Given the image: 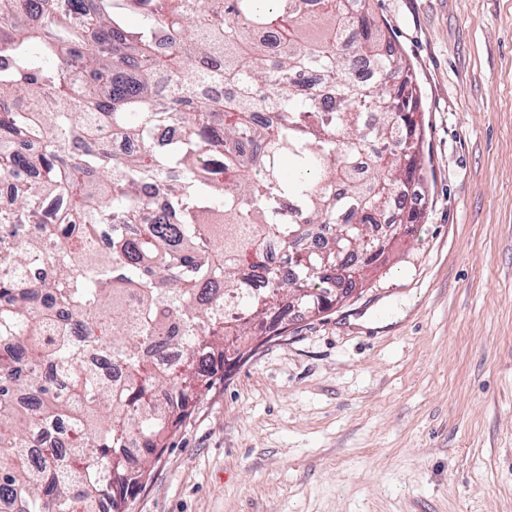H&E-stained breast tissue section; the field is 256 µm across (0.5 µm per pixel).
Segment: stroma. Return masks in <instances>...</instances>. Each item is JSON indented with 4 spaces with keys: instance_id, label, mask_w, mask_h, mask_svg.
<instances>
[{
    "instance_id": "obj_1",
    "label": "stroma",
    "mask_w": 512,
    "mask_h": 512,
    "mask_svg": "<svg viewBox=\"0 0 512 512\" xmlns=\"http://www.w3.org/2000/svg\"><path fill=\"white\" fill-rule=\"evenodd\" d=\"M373 4L420 89L418 232L204 390L126 512H512V0Z\"/></svg>"
}]
</instances>
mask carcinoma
Masks as SVG:
<instances>
[{
	"mask_svg": "<svg viewBox=\"0 0 512 512\" xmlns=\"http://www.w3.org/2000/svg\"><path fill=\"white\" fill-rule=\"evenodd\" d=\"M73 2L0 0V498L17 512H124L249 340L283 333L290 308L332 309L381 264L338 272L336 248L419 219L399 199L423 161L413 72L366 0ZM307 70L332 97L291 80ZM172 318L183 355L159 372L148 350ZM61 420L72 436L30 447Z\"/></svg>",
	"mask_w": 512,
	"mask_h": 512,
	"instance_id": "cac0c4a2",
	"label": "carcinoma"
}]
</instances>
